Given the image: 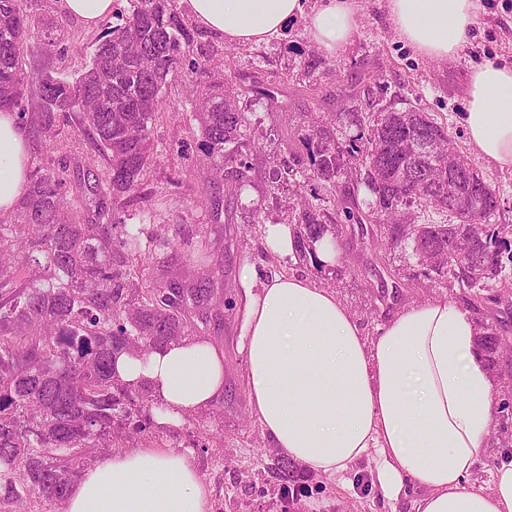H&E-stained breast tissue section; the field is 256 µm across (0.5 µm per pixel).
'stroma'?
I'll list each match as a JSON object with an SVG mask.
<instances>
[{
	"instance_id": "35a3bbf8",
	"label": "stroma",
	"mask_w": 512,
	"mask_h": 512,
	"mask_svg": "<svg viewBox=\"0 0 512 512\" xmlns=\"http://www.w3.org/2000/svg\"><path fill=\"white\" fill-rule=\"evenodd\" d=\"M355 32L336 55L315 46L306 18L291 22L283 34L254 45L225 43L223 38L196 29L194 50L223 62L235 72L236 96L245 111L248 137L238 156L247 162L248 183L240 195L225 198L217 221H208L196 201L198 187L210 186L213 174L200 146V132L188 101L189 87L203 74L184 72L163 90L166 113L157 121V154L140 200L128 208L136 214L144 198L163 196L159 221L178 225L183 234H195L207 224L219 246L210 263L224 266L223 326L206 335L222 342L227 371L223 413L187 418L178 428L164 432L158 443L167 448H189L195 453L205 482L211 489L212 512H282L283 485L267 479L276 454L267 433L250 411L245 362L237 348L239 321L234 302L239 275L250 267L257 275L272 272L311 277L328 284L353 313L366 335H377L386 317L402 306L433 297L461 300L459 288L443 285L420 288L419 268L410 250L362 247L360 240L343 235L336 242L340 253V279L325 281L311 262L276 257L264 245L269 224H284L292 217L295 184L309 172L305 150L297 134L312 113L344 112L349 102L339 88L358 84L361 97L375 107L413 106L444 123L459 151L470 154L460 115L465 110L470 70L486 62L512 64V0H483L480 22L460 52L445 61L418 54L397 34L386 14L385 0H360ZM26 9L40 30L67 45L64 58L52 59V68L73 74L88 62L100 29H86L65 14L57 0H26ZM316 58L322 65L307 75L302 61ZM292 168L296 181L272 190L273 170ZM311 492L298 504L300 512H408V500L397 504L376 495L342 489L335 480L313 476Z\"/></svg>"
}]
</instances>
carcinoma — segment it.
<instances>
[{
	"label": "carcinoma",
	"mask_w": 512,
	"mask_h": 512,
	"mask_svg": "<svg viewBox=\"0 0 512 512\" xmlns=\"http://www.w3.org/2000/svg\"><path fill=\"white\" fill-rule=\"evenodd\" d=\"M126 3L123 23L105 27L82 73L63 77L42 67L40 82L25 86L19 76L36 51L35 27L22 0H0V110L30 119L36 155L85 138L97 149L84 158L76 196L68 197V170L39 165L14 211L0 216L1 503L32 495L61 502L91 449L116 446L121 432L151 431V394L115 379L116 354L148 353L223 317L224 290L211 287L221 268L207 264V225L194 237H172L170 224L146 233L121 213L149 177L163 89L185 70L209 73L190 87L206 159L219 175L235 161L246 126L233 76L210 73L208 60L194 57V27L180 0ZM421 140L437 156L414 150ZM299 143L313 186L326 190L342 174L351 182L330 207L297 190V257L307 258L326 234L342 236V215L373 243L410 248L418 277L468 289L475 305L491 309L512 295V224L495 222L499 195L429 113L386 106L319 115ZM368 154L375 165L357 170ZM361 189L370 199L359 200ZM419 207L455 221L419 224ZM478 340L490 370L512 359V337L497 328L482 327ZM499 410L495 439L506 447L512 381ZM269 470L290 488L308 482L283 457Z\"/></svg>",
	"instance_id": "obj_1"
}]
</instances>
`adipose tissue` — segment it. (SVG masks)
<instances>
[{"label": "adipose tissue", "instance_id": "obj_1", "mask_svg": "<svg viewBox=\"0 0 512 512\" xmlns=\"http://www.w3.org/2000/svg\"><path fill=\"white\" fill-rule=\"evenodd\" d=\"M200 28L231 44L279 37L306 15L312 40L336 53L351 39L357 0H181ZM480 0H387L388 19L419 54L456 56L480 18ZM468 143L490 167H512V65L472 69L462 114ZM29 138L0 111V214L28 185ZM239 349L253 414L273 448L299 468L354 489L360 464L382 500L411 497L412 512H512V458L490 486L471 477L492 455L495 380L471 311L435 298L397 310L365 337L335 292L295 274L240 275ZM117 379L151 390L158 427L176 426L224 399V348L187 336L150 353L124 351ZM192 450L156 446L101 456L73 483L65 512H210Z\"/></svg>", "mask_w": 512, "mask_h": 512}]
</instances>
